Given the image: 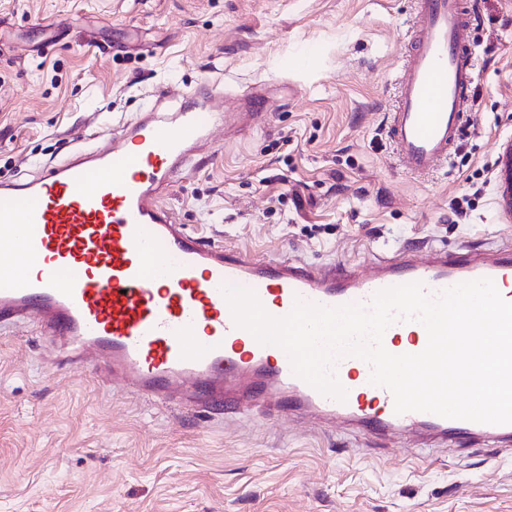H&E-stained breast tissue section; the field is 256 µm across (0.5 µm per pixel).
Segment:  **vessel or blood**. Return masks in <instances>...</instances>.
Returning a JSON list of instances; mask_svg holds the SVG:
<instances>
[{"mask_svg":"<svg viewBox=\"0 0 512 512\" xmlns=\"http://www.w3.org/2000/svg\"><path fill=\"white\" fill-rule=\"evenodd\" d=\"M416 49L399 86L389 135L399 159L425 173L460 135L477 63L460 0H421ZM223 104L186 103L174 118L153 112L122 125L108 150L90 149L21 181L0 184V241L19 244L33 266L0 271V329L38 318L67 347L65 364L94 353L103 373L138 397L214 416L274 408L340 422L382 441L414 432L430 443L465 437L475 446L512 447V424L396 413L391 392L371 383L364 360L337 367L345 400L297 376L286 352L260 344L236 324L222 288L251 290L265 312L287 316L296 301L335 308L369 305L383 290L422 284L432 295L492 280L512 302V248L461 254L433 250L379 256L370 271L255 259L187 232L164 192L196 156ZM423 325L397 323L383 337L394 355L422 352Z\"/></svg>","mask_w":512,"mask_h":512,"instance_id":"obj_1","label":"vessel or blood"}]
</instances>
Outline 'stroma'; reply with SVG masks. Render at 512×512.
I'll return each mask as SVG.
<instances>
[{"label":"stroma","instance_id":"1","mask_svg":"<svg viewBox=\"0 0 512 512\" xmlns=\"http://www.w3.org/2000/svg\"><path fill=\"white\" fill-rule=\"evenodd\" d=\"M463 6L478 65L462 135L419 176L387 136L418 0H0V181L110 147L159 91L172 112L215 86L224 120L164 197L207 241L362 270L512 246V0ZM56 354L37 322L0 332V512H512V451L167 408ZM502 176V200L512 209V144L505 146L500 160Z\"/></svg>","mask_w":512,"mask_h":512}]
</instances>
